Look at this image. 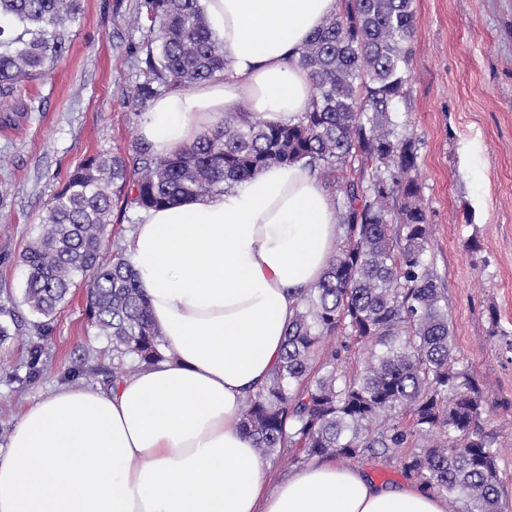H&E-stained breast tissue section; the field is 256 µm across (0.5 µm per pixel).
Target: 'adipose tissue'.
<instances>
[{
	"label": "adipose tissue",
	"mask_w": 512,
	"mask_h": 512,
	"mask_svg": "<svg viewBox=\"0 0 512 512\" xmlns=\"http://www.w3.org/2000/svg\"><path fill=\"white\" fill-rule=\"evenodd\" d=\"M228 61L156 98L139 131L172 157L249 101L297 120L313 92L300 51L340 0H202ZM339 246L321 181L301 165L144 211L127 242L172 358L117 386L63 385L32 403L0 455V512H449L318 459L275 487L237 421L280 358L297 296Z\"/></svg>",
	"instance_id": "1"
}]
</instances>
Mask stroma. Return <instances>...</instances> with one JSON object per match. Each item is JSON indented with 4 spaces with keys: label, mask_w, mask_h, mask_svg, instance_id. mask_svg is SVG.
<instances>
[{
    "label": "stroma",
    "mask_w": 512,
    "mask_h": 512,
    "mask_svg": "<svg viewBox=\"0 0 512 512\" xmlns=\"http://www.w3.org/2000/svg\"><path fill=\"white\" fill-rule=\"evenodd\" d=\"M144 0H83L70 49L48 75L0 98V306L19 301L20 254L70 172L138 141L127 103L145 57ZM408 95L395 118L420 147L416 178L430 224L428 256L448 295L457 357L478 380L512 512V0H414ZM73 289L47 338L27 326L0 345V448L34 398L68 381L112 375V348ZM44 371L28 376L32 342Z\"/></svg>",
    "instance_id": "stroma-1"
}]
</instances>
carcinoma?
I'll return each instance as SVG.
<instances>
[{"instance_id": "carcinoma-1", "label": "carcinoma", "mask_w": 512, "mask_h": 512, "mask_svg": "<svg viewBox=\"0 0 512 512\" xmlns=\"http://www.w3.org/2000/svg\"><path fill=\"white\" fill-rule=\"evenodd\" d=\"M300 52L313 94L295 122L224 117L174 157L140 142L85 160L47 204L21 254L20 304L46 338L71 290L112 343V383L167 358L126 247L112 237L114 208L147 211L220 193L270 165L315 173L336 213L339 248L299 298L266 384L247 396L239 429L266 458L396 459L459 512H505L498 449L484 425L479 385L458 367L448 299L426 258L429 219L413 172L418 141L396 122L407 95L417 28L414 0H342ZM148 78L138 108L226 66L201 0H145ZM82 0H0V97L56 65L71 44ZM360 163L353 166V161ZM110 257L101 256L103 246ZM0 344L20 331L4 306ZM370 357L348 366L353 348Z\"/></svg>"}]
</instances>
